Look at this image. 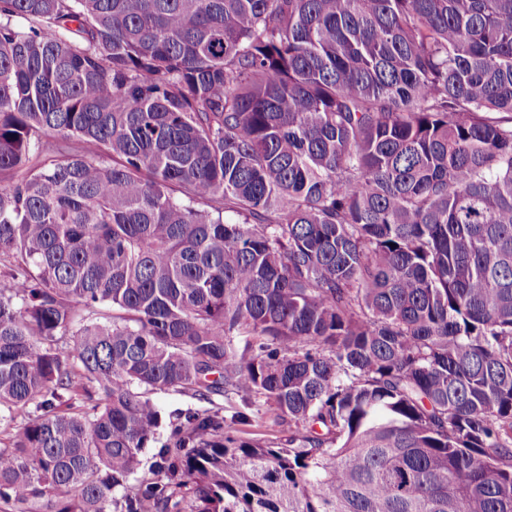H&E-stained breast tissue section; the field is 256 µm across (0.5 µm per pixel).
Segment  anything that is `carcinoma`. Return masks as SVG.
<instances>
[{"instance_id":"carcinoma-1","label":"carcinoma","mask_w":512,"mask_h":512,"mask_svg":"<svg viewBox=\"0 0 512 512\" xmlns=\"http://www.w3.org/2000/svg\"><path fill=\"white\" fill-rule=\"evenodd\" d=\"M0 512H512V0H0ZM151 397L155 402L158 410L160 411L162 424L158 429L155 441L152 442L149 447L145 448L143 451L142 463L143 468L146 470L155 461V454L157 453L158 449L161 448V446H163L169 438L171 429L176 423L174 413H184L188 409L199 411L201 413L204 410H210L215 408V406H218L223 407V414L227 418H229L232 414L231 409L226 408V411L224 410L225 407H228V404L225 402L224 397L222 396H214L213 403L200 401L190 394L156 393ZM251 418L250 424H231V427L228 429L231 434L238 437H275V436H283L288 435V433H278L271 432L269 428L261 426V421L258 418H255L254 415L247 411Z\"/></svg>"}]
</instances>
